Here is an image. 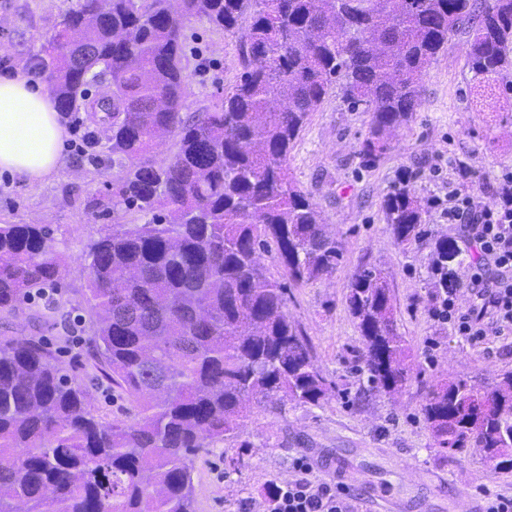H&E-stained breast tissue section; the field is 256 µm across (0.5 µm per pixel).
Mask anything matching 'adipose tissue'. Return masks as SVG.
Masks as SVG:
<instances>
[{
	"label": "adipose tissue",
	"instance_id": "obj_1",
	"mask_svg": "<svg viewBox=\"0 0 512 512\" xmlns=\"http://www.w3.org/2000/svg\"><path fill=\"white\" fill-rule=\"evenodd\" d=\"M67 129L44 85L25 70L0 77V172L35 186L63 163Z\"/></svg>",
	"mask_w": 512,
	"mask_h": 512
}]
</instances>
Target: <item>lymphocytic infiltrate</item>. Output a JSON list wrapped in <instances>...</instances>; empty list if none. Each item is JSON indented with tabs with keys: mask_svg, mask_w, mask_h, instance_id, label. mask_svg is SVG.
<instances>
[{
	"mask_svg": "<svg viewBox=\"0 0 512 512\" xmlns=\"http://www.w3.org/2000/svg\"><path fill=\"white\" fill-rule=\"evenodd\" d=\"M498 202L492 207L477 205L464 183H456L439 202L440 217L459 225L464 261L480 257L469 281H462L459 269H437L440 286L433 298L434 320L450 325L470 341L512 333V170L501 174L497 183ZM497 270L492 282L483 279L484 262ZM473 294L468 310H460L457 300L463 286ZM294 479L276 484L271 496V512H356L353 497L344 482L310 479V464L296 459Z\"/></svg>",
	"mask_w": 512,
	"mask_h": 512,
	"instance_id": "1",
	"label": "lymphocytic infiltrate"
}]
</instances>
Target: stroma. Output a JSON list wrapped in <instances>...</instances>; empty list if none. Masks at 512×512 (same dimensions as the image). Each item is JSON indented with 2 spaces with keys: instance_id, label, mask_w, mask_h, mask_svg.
<instances>
[{
  "instance_id": "obj_1",
  "label": "stroma",
  "mask_w": 512,
  "mask_h": 512,
  "mask_svg": "<svg viewBox=\"0 0 512 512\" xmlns=\"http://www.w3.org/2000/svg\"><path fill=\"white\" fill-rule=\"evenodd\" d=\"M78 0H0V77L20 65L42 61L49 32ZM459 32L423 77L422 103L383 157L364 162L360 151L370 115L339 97L326 99L302 131L288 157L299 190L321 210L341 241L343 258L332 275L291 289L287 310L309 337L317 365L330 385L317 405L284 402L280 409L251 402L237 439L201 450L194 459L195 512H268L272 483L291 479L296 458H306L312 477L346 482L358 512H380L395 500L401 512H460L473 496L483 504L492 494H512V469L496 468L473 448L451 462L436 447L423 420L425 393L435 380L459 375L481 384L512 371V335L473 344L435 322L429 310L436 287L430 277L434 243L453 235L430 203L444 196L454 174L433 167L445 159L467 166L477 201L497 200L493 185L512 166V70L499 80L505 110L477 111L475 79L465 65ZM189 112L219 101L241 70L235 37L194 18L185 31ZM66 126L92 134L94 161L67 151L60 172L31 187L0 177V224H48L61 241L63 288L54 304L34 299L0 318V340L33 336L58 352L63 371L86 387L88 402L105 420L135 423L137 404L102 379L90 357L91 322L84 303L86 272L81 250L110 224H142L146 218L121 210L105 216L88 202L123 170L113 164L104 126L86 112H72ZM407 181L426 205L420 237L396 243L385 222L384 200ZM390 273L397 300L398 330L413 370L402 388L359 400L364 382L356 371L362 338L347 294L361 262Z\"/></svg>"
}]
</instances>
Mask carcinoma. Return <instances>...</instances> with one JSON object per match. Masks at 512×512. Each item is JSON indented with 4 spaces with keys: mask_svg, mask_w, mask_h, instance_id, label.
Listing matches in <instances>:
<instances>
[{
    "mask_svg": "<svg viewBox=\"0 0 512 512\" xmlns=\"http://www.w3.org/2000/svg\"><path fill=\"white\" fill-rule=\"evenodd\" d=\"M79 0L55 25L43 69L59 109L104 113L123 176L91 200L114 224L84 248L94 356L141 419L105 422L33 338L0 344V512H193V456L238 437L246 403L319 404L328 392L288 287L332 275L342 244L292 183L288 155L337 89L369 113L374 162L421 105L422 78L469 27L476 95L498 102L512 69V0ZM238 37L242 73L212 110L182 116L187 22ZM248 21L241 27L242 21ZM97 87L95 96L89 87ZM176 151L157 165L166 136ZM403 244L424 209L402 183L384 201ZM283 267L274 279L262 254ZM47 224H0V313L60 288ZM363 394L407 381L388 276L366 263L347 296ZM422 415L443 455L480 448L512 467V373L489 386L434 383Z\"/></svg>",
    "mask_w": 512,
    "mask_h": 512,
    "instance_id": "cac0c4a2",
    "label": "carcinoma"
}]
</instances>
